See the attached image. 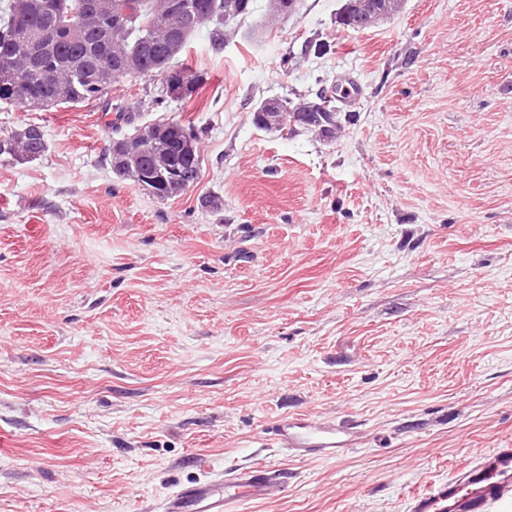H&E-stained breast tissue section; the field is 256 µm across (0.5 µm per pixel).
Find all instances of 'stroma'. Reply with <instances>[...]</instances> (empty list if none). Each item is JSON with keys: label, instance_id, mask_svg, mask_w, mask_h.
<instances>
[{"label": "stroma", "instance_id": "1", "mask_svg": "<svg viewBox=\"0 0 512 512\" xmlns=\"http://www.w3.org/2000/svg\"><path fill=\"white\" fill-rule=\"evenodd\" d=\"M343 3L269 24L252 0L219 47L201 28L204 84L163 109L156 76L0 103L47 144L0 166V512H156L258 463L288 483L241 512H434L512 448V0H405L363 31ZM344 85L331 139L253 122ZM119 105L194 125L199 183L116 180ZM297 412L364 441L291 456L266 430Z\"/></svg>", "mask_w": 512, "mask_h": 512}]
</instances>
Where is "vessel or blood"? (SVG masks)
I'll list each match as a JSON object with an SVG mask.
<instances>
[{
	"instance_id": "vessel-or-blood-1",
	"label": "vessel or blood",
	"mask_w": 512,
	"mask_h": 512,
	"mask_svg": "<svg viewBox=\"0 0 512 512\" xmlns=\"http://www.w3.org/2000/svg\"><path fill=\"white\" fill-rule=\"evenodd\" d=\"M272 442L296 457L332 460L361 445L364 436L351 422L337 423L309 413H293L269 427ZM512 478V450L476 467L448 487L450 512H483ZM285 471L255 465L181 487L163 505V512H239L242 502L265 501L286 483Z\"/></svg>"
}]
</instances>
